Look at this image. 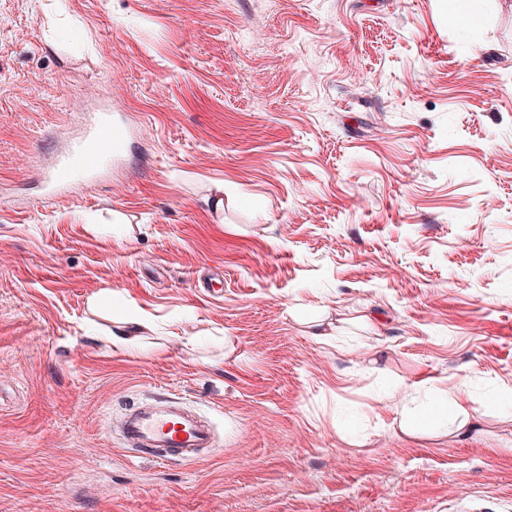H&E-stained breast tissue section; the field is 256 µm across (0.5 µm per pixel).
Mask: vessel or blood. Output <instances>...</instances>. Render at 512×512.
Listing matches in <instances>:
<instances>
[{
  "mask_svg": "<svg viewBox=\"0 0 512 512\" xmlns=\"http://www.w3.org/2000/svg\"><path fill=\"white\" fill-rule=\"evenodd\" d=\"M126 137L125 128L113 123L111 114L97 117L71 153L57 162L50 184L66 183L75 167L86 173L98 171L110 155L122 150ZM119 431L126 446L159 450L166 461L190 463L197 460L201 449L216 445L211 425L172 400L130 409Z\"/></svg>",
  "mask_w": 512,
  "mask_h": 512,
  "instance_id": "obj_1",
  "label": "vessel or blood"
}]
</instances>
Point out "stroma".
Here are the masks:
<instances>
[{"instance_id":"stroma-1","label":"stroma","mask_w":512,"mask_h":512,"mask_svg":"<svg viewBox=\"0 0 512 512\" xmlns=\"http://www.w3.org/2000/svg\"><path fill=\"white\" fill-rule=\"evenodd\" d=\"M0 512H512V0H0ZM454 13L463 14L466 22L465 33L470 35L479 20L483 0H448ZM127 137L123 126L112 122V112L96 117L86 135L77 141L71 153L60 159L49 184L61 186L68 181L72 167H79L84 173L98 171L105 160L118 154ZM457 407V403L448 399L434 405L429 406L424 412L418 415H410L406 412L404 419L401 423L402 430L406 433L413 431L415 424L428 427L440 428L453 425L457 418H448V413L452 412ZM119 431L126 446L157 449L165 461L195 462L202 448L216 447L211 425L172 400L131 408Z\"/></svg>"}]
</instances>
